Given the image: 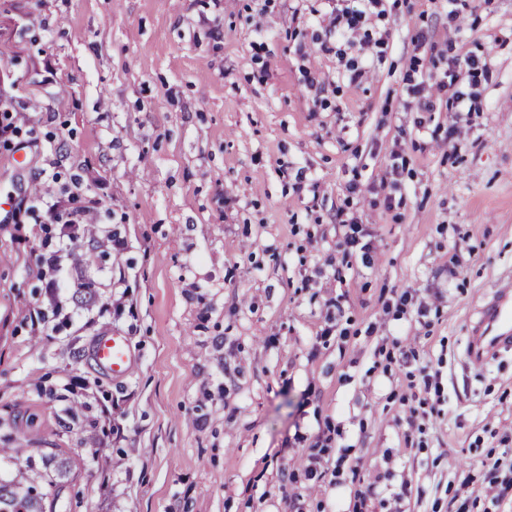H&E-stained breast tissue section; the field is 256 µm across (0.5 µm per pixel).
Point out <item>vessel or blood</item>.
Wrapping results in <instances>:
<instances>
[{
  "mask_svg": "<svg viewBox=\"0 0 512 512\" xmlns=\"http://www.w3.org/2000/svg\"><path fill=\"white\" fill-rule=\"evenodd\" d=\"M509 346H512V285L497 289L482 307L469 340L468 357L476 363L485 362ZM93 357L113 379H124L131 364L129 342L122 335L100 338L94 344Z\"/></svg>",
  "mask_w": 512,
  "mask_h": 512,
  "instance_id": "obj_1",
  "label": "vessel or blood"
}]
</instances>
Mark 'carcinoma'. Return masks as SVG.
Masks as SVG:
<instances>
[{
    "label": "carcinoma",
    "instance_id": "obj_1",
    "mask_svg": "<svg viewBox=\"0 0 512 512\" xmlns=\"http://www.w3.org/2000/svg\"><path fill=\"white\" fill-rule=\"evenodd\" d=\"M2 454L24 460L27 477L17 484L0 480V512H46L59 493L57 479L67 473V459L58 453L38 456L28 448H0Z\"/></svg>",
    "mask_w": 512,
    "mask_h": 512
}]
</instances>
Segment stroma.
Instances as JSON below:
<instances>
[{
    "mask_svg": "<svg viewBox=\"0 0 512 512\" xmlns=\"http://www.w3.org/2000/svg\"><path fill=\"white\" fill-rule=\"evenodd\" d=\"M380 8L353 84L340 52L361 35L333 37L327 0H0V98L23 108L0 196L51 165L52 191L80 178L90 289L62 294L112 298L34 332L47 235L0 221V438L69 457L48 512H512L485 493L512 447V348L467 356L512 280V0ZM464 55L487 68L458 83L468 114L412 109L410 81ZM342 216L370 263L333 265ZM112 333L118 382L91 353ZM409 347L442 373L419 431ZM130 345L125 336L102 337L94 343L93 357L98 365L121 380L128 374L131 364Z\"/></svg>",
    "mask_w": 512,
    "mask_h": 512,
    "instance_id": "35a3bbf8",
    "label": "stroma"
}]
</instances>
